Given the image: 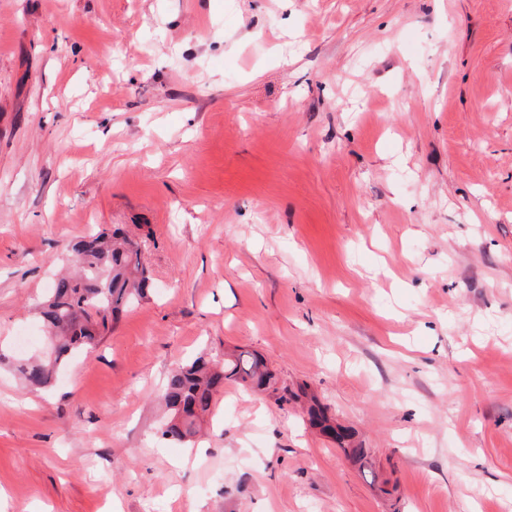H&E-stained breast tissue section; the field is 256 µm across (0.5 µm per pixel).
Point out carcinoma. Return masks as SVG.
<instances>
[{"label": "carcinoma", "mask_w": 512, "mask_h": 512, "mask_svg": "<svg viewBox=\"0 0 512 512\" xmlns=\"http://www.w3.org/2000/svg\"><path fill=\"white\" fill-rule=\"evenodd\" d=\"M75 253V270L55 278L40 308L47 332L57 342L54 352L18 357L0 351V364L13 367L30 389L50 386L74 351L96 347L112 331V323L150 289L141 245L119 229L88 234L77 243ZM226 381L257 394L276 384L265 360L248 350L217 363L200 357L177 366L168 372L161 394L167 412L161 438L179 445L190 442ZM307 416L310 425L335 440L348 458L365 466L368 449L350 430L334 424L325 407L314 400Z\"/></svg>", "instance_id": "carcinoma-1"}]
</instances>
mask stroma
Here are the masks:
<instances>
[{
    "label": "stroma",
    "instance_id": "stroma-1",
    "mask_svg": "<svg viewBox=\"0 0 512 512\" xmlns=\"http://www.w3.org/2000/svg\"><path fill=\"white\" fill-rule=\"evenodd\" d=\"M112 226L152 288L48 388L0 367V512H512V0H0V348ZM237 348L276 388L164 441ZM225 381H234L257 394L276 384L275 375L265 360L248 350L224 356L217 363L200 357L172 368L161 394L167 412L160 428L161 438L179 445L189 443L201 422L211 413ZM311 401L312 403L307 408L310 425L335 440L349 459L359 463L364 468L369 455L368 449L363 448L362 444L355 440L354 434L349 429L334 424L325 407L315 399Z\"/></svg>",
    "mask_w": 512,
    "mask_h": 512
}]
</instances>
